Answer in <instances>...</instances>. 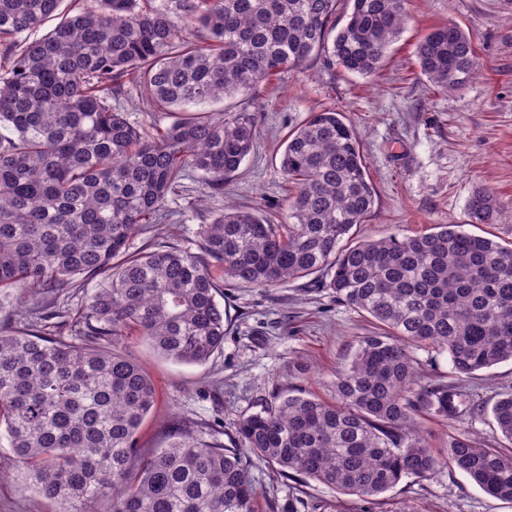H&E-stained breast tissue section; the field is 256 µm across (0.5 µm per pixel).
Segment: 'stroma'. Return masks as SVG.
Listing matches in <instances>:
<instances>
[{
    "label": "stroma",
    "instance_id": "obj_1",
    "mask_svg": "<svg viewBox=\"0 0 512 512\" xmlns=\"http://www.w3.org/2000/svg\"><path fill=\"white\" fill-rule=\"evenodd\" d=\"M407 21L379 71L370 77L346 72L323 60L274 76L246 107L259 138L224 193L212 195L200 174L169 196L171 220L135 236L131 247L155 243L198 251L200 225L235 207L251 209L271 223L284 221L289 187L280 169L283 141L309 113L343 112L353 125L376 189V201L355 239L391 233L402 236L461 224L466 231L512 245V0H406ZM456 21L474 39L483 70L455 89L434 86L420 73L415 45L431 27ZM493 191L503 205L494 223L473 224L467 200L475 188ZM223 304L229 314L222 350L203 365L177 364L138 336L119 344L152 377L156 403L138 445L164 447L170 433L196 422L232 428L269 405L288 386L333 401V383L362 337L375 329L367 315L336 301L330 290L299 279L277 288L229 285ZM422 381L459 383L485 409L462 421L481 441L505 447L489 410L512 391V362L470 378H458L447 355L415 353ZM250 476L257 512L299 502V512H512L466 475L448 470L438 478L407 479L377 501L337 498L314 481L283 479L261 460ZM50 503L26 481L24 469L0 439V512H49Z\"/></svg>",
    "mask_w": 512,
    "mask_h": 512
}]
</instances>
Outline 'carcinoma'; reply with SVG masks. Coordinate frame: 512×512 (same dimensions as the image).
Segmentation results:
<instances>
[{"label":"carcinoma","instance_id":"cac0c4a2","mask_svg":"<svg viewBox=\"0 0 512 512\" xmlns=\"http://www.w3.org/2000/svg\"><path fill=\"white\" fill-rule=\"evenodd\" d=\"M337 2L0 0V126L12 131L0 137V306L13 299L32 318L30 331L0 326V428L54 512L100 500L106 512H256L253 456L365 502L450 468L512 502V454L455 427L482 409L455 384L418 379L414 358L446 353L467 378L512 361V246L460 224L353 240L376 192L343 113L312 112L287 134L285 223L229 209L200 226L197 253L129 251L143 227L170 220L168 197L190 174L222 193L253 151L247 110L206 106L252 100L321 56L361 76L380 69L405 0H348L341 26ZM415 53L442 88L482 72L473 37L452 20ZM132 92L170 123L145 132L124 105ZM502 209L483 188L467 202L473 224ZM216 269L259 288L325 274L322 286L377 331L337 375L334 401L290 387L240 419L227 445L205 425L145 453L137 435L155 386L112 345L134 334L169 360L209 361L227 321ZM100 275L84 304L66 307L78 280ZM492 414L512 445V393ZM426 417L451 427L438 447Z\"/></svg>","mask_w":512,"mask_h":512}]
</instances>
